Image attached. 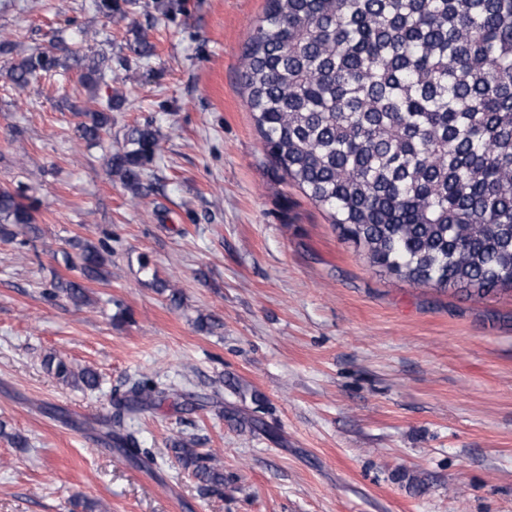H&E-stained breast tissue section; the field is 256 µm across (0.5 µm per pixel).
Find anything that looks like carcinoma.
I'll return each instance as SVG.
<instances>
[{"instance_id": "obj_1", "label": "carcinoma", "mask_w": 512, "mask_h": 512, "mask_svg": "<svg viewBox=\"0 0 512 512\" xmlns=\"http://www.w3.org/2000/svg\"><path fill=\"white\" fill-rule=\"evenodd\" d=\"M59 58L38 52L11 68L25 87ZM106 59L81 75L95 89ZM240 78L273 165L329 215L370 263L420 285L481 294L512 289V0H266L242 55ZM112 101L87 108L78 138L98 142ZM148 124L110 155L108 173L136 199L156 153ZM33 232L30 207L0 189V236ZM81 279L50 295L88 301L86 281L107 273V249L70 241ZM62 383L95 389L98 374L50 354ZM169 391L145 377L114 400L105 443L131 460L138 441L117 431L124 415ZM171 450L207 487L224 489V464L180 436Z\"/></svg>"}]
</instances>
